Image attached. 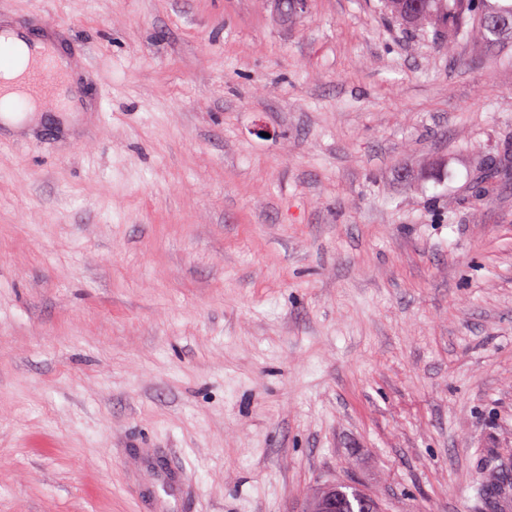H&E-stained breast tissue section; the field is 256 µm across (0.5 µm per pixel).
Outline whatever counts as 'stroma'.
<instances>
[{"instance_id":"obj_1","label":"stroma","mask_w":512,"mask_h":512,"mask_svg":"<svg viewBox=\"0 0 512 512\" xmlns=\"http://www.w3.org/2000/svg\"><path fill=\"white\" fill-rule=\"evenodd\" d=\"M0 19L82 106L0 127V512H512V38L378 0Z\"/></svg>"}]
</instances>
